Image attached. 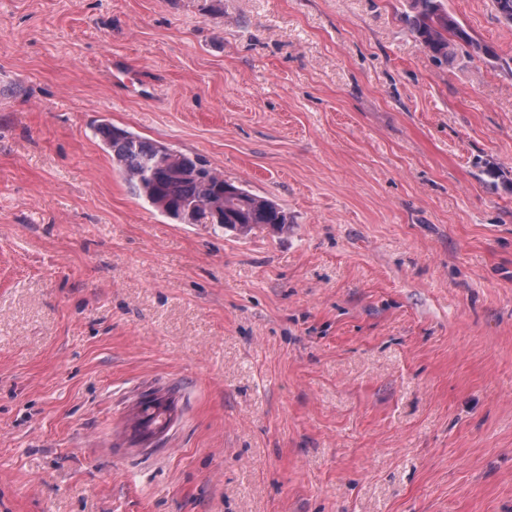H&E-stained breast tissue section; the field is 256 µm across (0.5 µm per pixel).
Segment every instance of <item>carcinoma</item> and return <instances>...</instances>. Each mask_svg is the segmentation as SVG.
Masks as SVG:
<instances>
[{
    "instance_id": "cac0c4a2",
    "label": "carcinoma",
    "mask_w": 512,
    "mask_h": 512,
    "mask_svg": "<svg viewBox=\"0 0 512 512\" xmlns=\"http://www.w3.org/2000/svg\"><path fill=\"white\" fill-rule=\"evenodd\" d=\"M414 12L405 17L408 28L434 61L448 60L456 46L476 55L491 56L490 47L477 41L448 13L443 0H413ZM111 153L115 170L132 194L180 224H216L213 209L224 206V229L247 236L257 228L288 229V213L274 201L224 178L198 155L163 152L162 144L101 123L95 128ZM175 412L171 397L139 401L131 419V437L144 440L165 427Z\"/></svg>"
}]
</instances>
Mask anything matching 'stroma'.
I'll list each match as a JSON object with an SVG mask.
<instances>
[{"label": "stroma", "mask_w": 512, "mask_h": 512, "mask_svg": "<svg viewBox=\"0 0 512 512\" xmlns=\"http://www.w3.org/2000/svg\"><path fill=\"white\" fill-rule=\"evenodd\" d=\"M411 3L0 0V512H512V24L444 0L496 56L439 65ZM105 120L287 231L161 215ZM151 396L153 398L139 401L130 425L131 437L134 441L144 440L152 436L148 441L142 443L145 447H157L159 445L161 437L167 430L159 433H156V431L164 428L175 412L174 399L169 396L164 399L156 398L155 395Z\"/></svg>", "instance_id": "1"}]
</instances>
